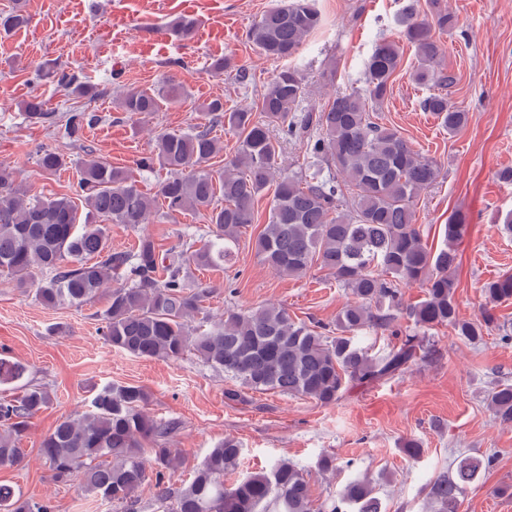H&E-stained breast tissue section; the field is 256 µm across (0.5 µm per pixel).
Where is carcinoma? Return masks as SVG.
<instances>
[{
    "instance_id": "carcinoma-1",
    "label": "carcinoma",
    "mask_w": 512,
    "mask_h": 512,
    "mask_svg": "<svg viewBox=\"0 0 512 512\" xmlns=\"http://www.w3.org/2000/svg\"><path fill=\"white\" fill-rule=\"evenodd\" d=\"M29 20L17 6L0 12V30L20 29ZM320 23L314 0H279L250 24L246 36L260 55L286 59ZM399 26L402 40L414 51L412 80L452 86L455 77L442 67L445 47L439 34L457 30L459 20L443 0H427L422 13L409 5ZM169 29L190 39L196 21L180 16ZM402 55L395 41L377 44L366 62L364 89L336 95L317 114L303 109L302 76L291 67L274 75L250 108L226 109L219 97L200 105L203 122L186 132L161 134L141 158L140 170L165 172L152 196L140 190L128 170L87 153L77 171L83 215L68 195L40 197L20 188L12 169L0 163V277L23 288L34 272H47L37 284L36 299L57 308L93 302L112 271L120 269L126 284L112 290L102 313L103 336L112 348L139 358L194 355L246 389L280 392L322 406L336 404L350 385L373 384L439 354L420 337L408 335L376 356L354 337L363 330L390 331L404 314L419 329L448 326L470 343L482 342L495 320L493 308L512 299V275L483 283L481 318L459 316L456 245L466 216H449L443 247H428L416 224V205L420 194L437 182L441 168L396 129L372 120L387 99ZM37 73L57 78L76 95L92 91L75 73L56 74L42 66ZM186 97L183 85L168 78L126 91L119 107L129 115H146ZM422 107L450 135L469 121V113L446 93L429 94ZM24 115L31 124L46 123L69 137L97 121L92 114L72 111L60 124L38 97L25 102ZM221 125L237 136L238 146L224 167L215 170L212 159L223 153L224 142L214 127ZM304 136L313 172L305 176L280 169V144ZM37 164L41 175L49 177L66 162L58 152L40 150ZM267 195L268 221L255 239L256 253L280 275L300 277L317 263L336 279L347 301L336 317L334 336L294 320L286 308L275 305L247 312L227 309L219 321L209 322L204 302L210 291L195 287L189 270L229 261L242 229L253 223L255 202ZM158 200L167 216L205 215L210 238L198 248L160 249L145 233ZM111 224L140 231L132 253H112ZM402 283L421 285L424 298L403 306ZM148 401L140 386L109 385L96 393L87 414L59 420L39 448L52 480L79 479L85 490L124 512H137L135 492L151 472L156 499L168 512H312L307 474L286 460L225 484L224 473L241 456L240 443L231 438L209 451L187 485L172 488L166 471L178 451L168 446V439L177 425L149 420L143 411ZM50 402L49 392L39 386L0 400V469L23 463L18 444L31 419ZM488 407L497 420L511 424L512 384L494 388ZM489 466L488 459L467 456L454 470L434 474L427 487L435 512H458L464 487ZM374 491L367 476H354L344 483L330 512H346L348 506L379 512ZM0 512L53 510L0 485Z\"/></svg>"
}]
</instances>
